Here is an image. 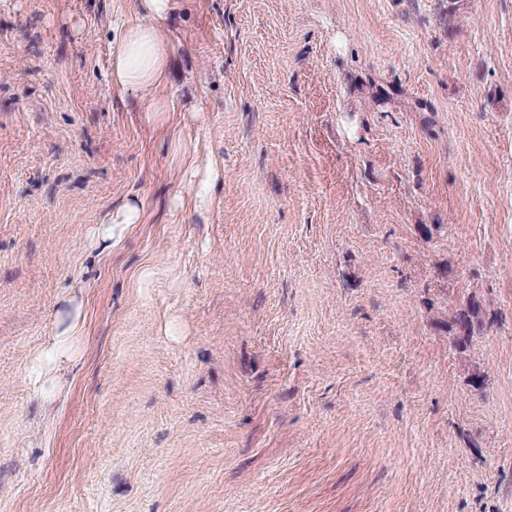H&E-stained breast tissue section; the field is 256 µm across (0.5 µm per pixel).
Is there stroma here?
<instances>
[{
    "instance_id": "obj_1",
    "label": "stroma",
    "mask_w": 512,
    "mask_h": 512,
    "mask_svg": "<svg viewBox=\"0 0 512 512\" xmlns=\"http://www.w3.org/2000/svg\"><path fill=\"white\" fill-rule=\"evenodd\" d=\"M137 20L0 0V512H512V0H174L148 98ZM144 21L123 28L112 57V86L149 94L163 83L170 67L167 36L160 24L173 9V0H135ZM484 309L482 302L471 295L464 299L456 310L452 323L446 326L449 329L452 340L458 349H466L480 335L485 327L494 322L493 316ZM75 331L76 328L73 324L68 325L57 336H53L52 341L43 349L45 358L53 366H57L69 358L67 347L72 336L75 335Z\"/></svg>"
}]
</instances>
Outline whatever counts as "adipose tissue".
<instances>
[{"instance_id":"adipose-tissue-1","label":"adipose tissue","mask_w":512,"mask_h":512,"mask_svg":"<svg viewBox=\"0 0 512 512\" xmlns=\"http://www.w3.org/2000/svg\"><path fill=\"white\" fill-rule=\"evenodd\" d=\"M141 22L123 28L112 57L114 88L149 94L163 83L170 67V49L162 22L173 9L172 0H136Z\"/></svg>"}]
</instances>
